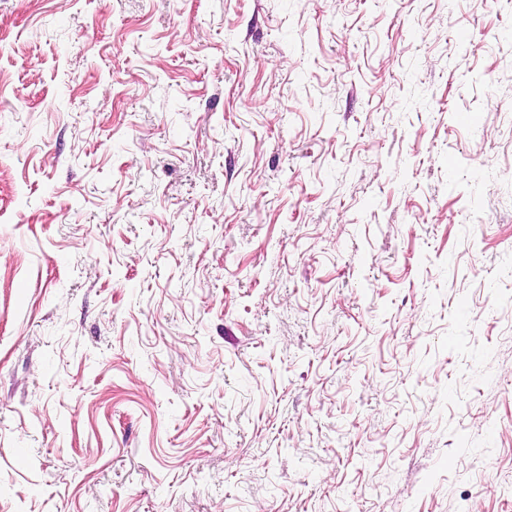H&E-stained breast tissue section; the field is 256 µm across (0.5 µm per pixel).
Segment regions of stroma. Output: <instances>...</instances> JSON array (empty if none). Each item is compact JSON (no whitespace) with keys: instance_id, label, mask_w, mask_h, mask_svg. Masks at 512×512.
I'll use <instances>...</instances> for the list:
<instances>
[{"instance_id":"obj_1","label":"stroma","mask_w":512,"mask_h":512,"mask_svg":"<svg viewBox=\"0 0 512 512\" xmlns=\"http://www.w3.org/2000/svg\"><path fill=\"white\" fill-rule=\"evenodd\" d=\"M0 512H512V0H0Z\"/></svg>"}]
</instances>
